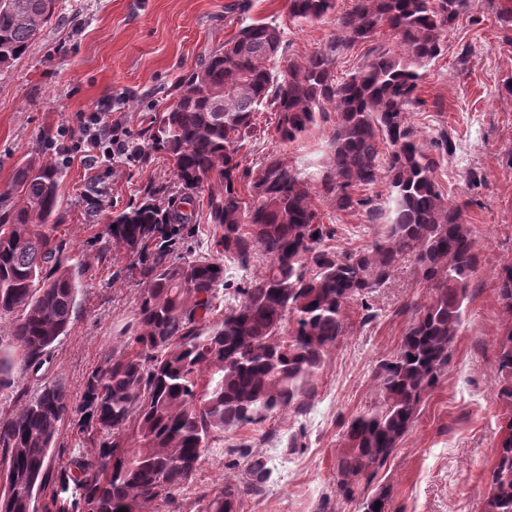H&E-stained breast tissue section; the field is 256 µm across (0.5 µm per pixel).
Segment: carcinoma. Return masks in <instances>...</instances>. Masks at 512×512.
<instances>
[{
	"mask_svg": "<svg viewBox=\"0 0 512 512\" xmlns=\"http://www.w3.org/2000/svg\"><path fill=\"white\" fill-rule=\"evenodd\" d=\"M472 4L353 0L336 16L332 38L281 70L283 28L243 20L180 80L174 103L151 117L149 139L134 142L142 156L162 154L173 180L112 216L101 238L103 248L137 258L145 284L130 341L85 377L78 403L48 384L0 415V512H37L55 436L67 419L77 421L92 451L59 467L51 497L57 512H154L174 503L214 435L305 407L327 352L346 334L348 306L360 302L364 319H373L368 299L410 256L426 296L402 307L412 321L396 354L377 364L378 400L345 427L334 471L336 496L359 500L362 512H388V492H370L368 484L448 368L477 271L473 227L436 177L456 142L442 131L424 151L410 116L444 34L472 18ZM58 7V0H0V70L27 52ZM335 7L336 0H288V20L318 22ZM383 28L400 50L373 47L337 78L338 60ZM263 107L276 112L283 143L335 112L317 173L277 154L243 166L241 151L256 135ZM382 177L394 202L383 236L359 250L327 245L337 228L323 222L314 196L336 212L362 208L375 224L379 209L362 191ZM60 179L55 162L28 158L0 187V315L20 312L9 330L18 356L0 357V386L16 368L41 371L73 322L79 285L48 230L57 222ZM204 189L215 253L183 255ZM226 259L241 271L259 261L265 267L235 283ZM223 289L237 298L212 321ZM498 296L512 314V267L499 278ZM495 371L504 413L482 512H512V322L498 337ZM269 474L266 461H250L243 482L201 496L200 512H237L241 494L260 491Z\"/></svg>",
	"mask_w": 512,
	"mask_h": 512,
	"instance_id": "carcinoma-1",
	"label": "carcinoma"
}]
</instances>
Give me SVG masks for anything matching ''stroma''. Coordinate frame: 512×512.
<instances>
[{
    "instance_id": "35a3bbf8",
    "label": "stroma",
    "mask_w": 512,
    "mask_h": 512,
    "mask_svg": "<svg viewBox=\"0 0 512 512\" xmlns=\"http://www.w3.org/2000/svg\"><path fill=\"white\" fill-rule=\"evenodd\" d=\"M240 0H59V10L26 54L0 71V186L30 155L53 158L59 130H78L84 114L108 107L109 120L146 139L150 118L172 103L177 83L237 31ZM256 19L285 29V55L302 60L336 32L326 19L296 25L288 0H249ZM497 0H474L473 20L445 36V48L417 90L411 121L420 142L440 130L457 141L437 172L441 189L475 227L477 271L452 360L425 393L415 426L370 482L390 490V512H480L498 441L502 408L494 363L497 338L512 322L498 299V276L512 266V30L497 17ZM262 133L245 166L284 152L299 167L328 152L332 120L289 145L275 136L276 115L259 114ZM59 220L51 232L65 255L84 267L75 319L43 371L12 372L0 387V412L18 408L45 384L79 400L85 377L125 345L142 283L125 251L101 252L113 213L140 202L144 190L171 174L162 155L105 168L78 152L60 164ZM332 242L344 251L384 232L364 210L339 215ZM425 286L411 261L370 301L380 315L364 321L359 303L347 311V333L329 350L305 410L292 407L226 430L203 456L194 481L176 496L174 512H200L203 492L244 478L249 462L266 460L262 492L245 493L238 512H360L337 497L333 476L345 425L373 403V372L394 355L411 322L403 305L423 301Z\"/></svg>"
}]
</instances>
